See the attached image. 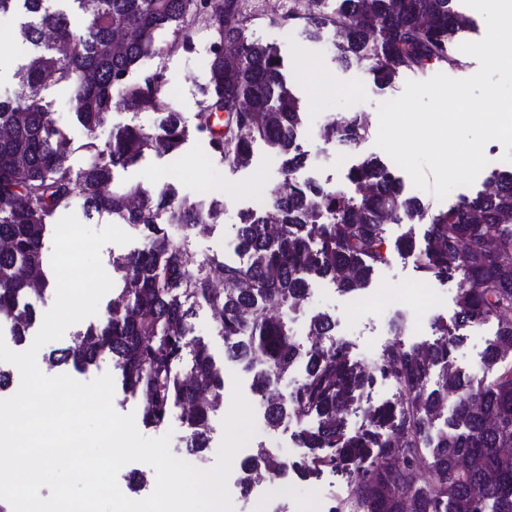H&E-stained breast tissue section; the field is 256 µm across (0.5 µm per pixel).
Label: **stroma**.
Masks as SVG:
<instances>
[{"mask_svg": "<svg viewBox=\"0 0 512 512\" xmlns=\"http://www.w3.org/2000/svg\"><path fill=\"white\" fill-rule=\"evenodd\" d=\"M248 16L249 39L278 50L284 63L285 81L301 101L302 122L297 142L307 160L298 174L299 179L347 196L355 193L350 181L351 170L365 158H381L385 152L372 136L356 147L325 136L326 124L346 112H363L377 117L379 105L399 97L408 80L425 81L441 72L463 79L472 76L479 68L478 61L470 56L464 67L446 71L441 65L434 64L399 74L391 85L384 87L374 79L367 64L350 68L338 64L333 31H323L318 40H307L301 23L273 21L263 0H251ZM25 20L24 14L15 15L11 35L0 37V99L14 96L18 91V73L36 53L18 31ZM191 40L193 51L182 49L146 58L138 65L142 71L162 69L166 88L174 94L172 108L180 113L186 129L183 146L174 152L147 153L136 165L117 170L114 184L149 194L165 190L175 200L188 203H216L219 213L205 232L189 237L179 224L167 225L166 232L174 241L189 237L190 249L199 258L218 256L235 261L239 258V217L252 207L255 192L274 189L283 182L284 162L275 148L262 141L254 144L251 159L243 166L224 162L214 155L207 138L200 136L196 129L199 103L203 98L201 86L209 61L204 47L210 43L211 36L206 30L195 31ZM43 103L49 117L66 129L75 148L69 158L70 165L76 169L82 167L87 158L79 147L86 140L87 132L69 108L67 89L61 85L49 86L43 93ZM202 157L210 158L213 165L220 167L224 174L221 183L213 185L201 178L196 162ZM423 232V225L416 223L403 221L387 225V260L376 270L367 288L357 293H345L329 281L315 279L301 309L279 310V317L287 322L289 334L301 350H308L309 325L312 318L320 314L335 319L336 340L346 343L352 362L365 369L377 362L390 345L409 349L434 342L437 323L452 320L454 316L460 283L455 278L422 277L412 260L396 250V243L407 238L413 239L416 245H423ZM388 292L403 296V303L390 305L384 298ZM496 329L497 323L493 320L465 329V339L455 353L458 369L478 380L492 378L493 373L485 365L483 356ZM193 337L207 344L215 361L222 363L225 377L240 378L241 391L254 408L256 433L247 447L237 453V460H244L260 447L283 461L299 454V433L302 428L316 426V419L302 423L288 420L276 427L268 425L263 402L251 391L253 371L225 361L224 341L217 334L216 321L209 309L199 310ZM227 411L224 405L213 411L210 446L194 457L186 448V429L180 408L172 409L165 427L145 430L144 435L148 438L169 436L170 450L175 457L194 459L198 468L208 469L216 461L223 436L221 421ZM346 480V474L326 469L309 481H283L277 498L285 506L303 496L333 495Z\"/></svg>", "mask_w": 512, "mask_h": 512, "instance_id": "obj_1", "label": "stroma"}]
</instances>
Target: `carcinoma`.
<instances>
[{
    "instance_id": "1",
    "label": "carcinoma",
    "mask_w": 512,
    "mask_h": 512,
    "mask_svg": "<svg viewBox=\"0 0 512 512\" xmlns=\"http://www.w3.org/2000/svg\"><path fill=\"white\" fill-rule=\"evenodd\" d=\"M55 2L0 0V17L24 9L29 20L22 36L44 47L20 71L21 90L0 101V321L10 323L11 338L28 336L40 315L26 298L50 286L43 265L47 219L80 199L90 214L144 225L146 246L112 257L120 292L104 321L85 329L81 349L51 354L58 366L79 370L108 356L121 372L123 390L140 400L143 424L161 428L173 407H186L189 447L201 451L209 444V414L224 399L223 368L204 342L189 339L205 305L216 312L225 358L246 369L264 365L253 376L252 391L265 400L268 424L318 420L300 435L310 453L296 466L288 468L261 448L245 462L244 477L354 471L357 489L344 512H512V365L504 364L512 355V170L491 171L495 192L462 197L433 214L423 247L400 243L421 275L459 279L455 315L449 324L437 323L434 343L410 350L392 345L373 369L363 370L334 339L335 320L319 315L308 335L327 344L306 352L304 378L287 397L275 398L270 386L288 373L300 348L282 319L263 313L293 307L313 278L343 292L368 287L386 261V225L419 221L428 206L405 194L377 158L353 171L356 197L294 178L305 163L296 143L299 101L283 80L277 50L246 35L244 0H76L83 12L79 28ZM305 3L304 12L288 17L303 23L309 39L331 25L342 30L336 50L345 68L367 62L387 83L401 70L433 62L464 66L451 42L473 20L459 0H339L334 15L323 11L322 0ZM198 23L234 51L210 57L197 131L212 129L213 113L225 110L242 117L241 125L212 138L225 161L248 164L258 140L285 157L288 192L273 191L276 219L256 212L243 217L238 262L200 259L189 238L174 242L162 228L175 223L191 233L202 230L210 217L202 208L166 191L111 187L114 173L147 151L182 146L186 130L179 113H162L151 128L124 126L104 147L95 137L116 90L126 108L155 110L165 86L162 71L136 83L129 74L145 57L188 48ZM61 44L69 47L64 57ZM50 78L68 89L72 112L88 132L80 150L89 161L77 173L67 165L73 151L68 133L43 105ZM325 133L353 145L368 135L360 112L344 113ZM492 319L497 330L484 361L501 369L489 381L475 380L455 367L454 353L461 330ZM377 374L398 386L400 401L369 409L367 427L344 435L343 412ZM371 456L367 471L361 464Z\"/></svg>"
}]
</instances>
